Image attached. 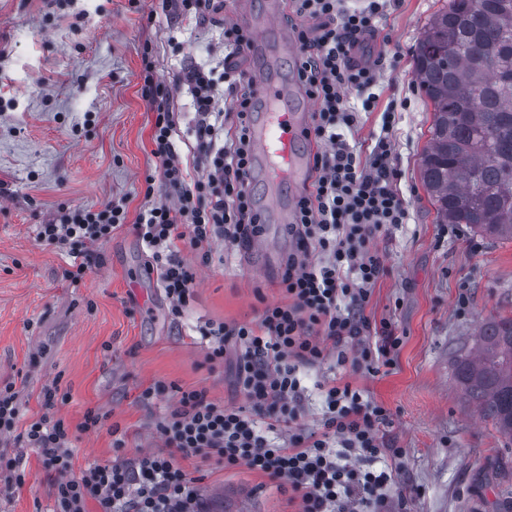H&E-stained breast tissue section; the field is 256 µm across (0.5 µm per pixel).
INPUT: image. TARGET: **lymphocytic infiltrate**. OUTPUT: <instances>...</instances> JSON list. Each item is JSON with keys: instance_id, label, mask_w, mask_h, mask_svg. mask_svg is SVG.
<instances>
[{"instance_id": "f902f5d3", "label": "lymphocytic infiltrate", "mask_w": 512, "mask_h": 512, "mask_svg": "<svg viewBox=\"0 0 512 512\" xmlns=\"http://www.w3.org/2000/svg\"><path fill=\"white\" fill-rule=\"evenodd\" d=\"M290 30L301 57L298 82L317 105L305 132L320 146L313 158L312 188L296 203V220L286 232L293 248L281 263L282 302L264 305L255 322L207 321L201 329L205 360L223 365L237 353L235 383L244 405L226 407L206 389L155 382L138 399L166 396L174 402L154 422L163 442L159 452H140L89 464L74 472L69 428L57 417L58 384L45 386L42 414L19 433L54 473V512H203L197 481L181 459L199 456L225 468L243 466L287 493L298 512H404L405 496H393L392 471L373 470L383 456L398 460L402 449L387 448L382 429L390 413L344 378L324 380L326 410L316 428L302 425L304 388L300 368L327 359L371 376L388 374L403 342L389 320H373L366 310L387 272V255L376 241L409 220V204L397 187L392 123H384L370 145L349 144L347 130L360 109L377 101L378 62L360 61L377 31L381 0L347 8L343 0H292ZM172 18L194 15L197 22L224 28V75L230 80V110L236 133L224 139L215 116L216 87L210 72L194 66L182 83L193 99L196 144L192 164L174 145L179 114L168 105L170 92L143 60L141 94L154 114L150 137L167 201H154L147 186L136 219L126 198L100 208L62 213L58 223L41 225L38 238L67 252L71 282L82 280L96 263L94 246L131 226L149 252L148 268L158 274L173 317H181L193 294L196 272L184 250L209 262L215 240L248 250L266 226L247 191L253 167L251 117L257 103L252 82H238V59L250 32L224 22V0H163ZM362 99L351 106L350 96Z\"/></svg>"}]
</instances>
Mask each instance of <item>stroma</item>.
Instances as JSON below:
<instances>
[{"mask_svg": "<svg viewBox=\"0 0 512 512\" xmlns=\"http://www.w3.org/2000/svg\"><path fill=\"white\" fill-rule=\"evenodd\" d=\"M445 0H396L381 23L373 53L384 56L375 109L353 141L380 133L383 112L399 101L393 139L397 186L409 222L377 241L390 272L376 285L368 314L389 318L403 338L392 373L371 377L341 368L391 414L388 444L404 451L396 472L407 512H512V443L478 415L455 377V362L478 327L512 317V241H491L462 224L440 225L420 177L432 112L414 76L416 45ZM151 47L160 80L180 112L179 150L193 144L194 110L184 70H211L224 90V32L194 16L174 21L162 0H0V383H14L24 430L42 409L45 385L68 399L57 414L69 427L75 469L113 459L112 429L124 454L161 450L152 428L160 402L141 403L157 381L206 388L210 399L243 405L232 367L209 370L198 329L209 320L248 323L262 302L283 301L280 265L292 243L266 227L264 248L214 247L209 263L187 253L197 277L182 317L146 270L147 250L131 227L99 246L102 266L79 283L68 258L39 242L40 225L69 208H99L121 196L136 217L145 179L158 175L151 156L154 114L141 96L142 53ZM137 279L138 292L127 288ZM469 298L456 311L459 294ZM108 413L81 431L88 409ZM0 454L23 459L25 482L0 483V512H52L54 480L14 433L0 434ZM199 479L209 512H295L286 496L246 467L182 459Z\"/></svg>", "mask_w": 512, "mask_h": 512, "instance_id": "stroma-1", "label": "stroma"}]
</instances>
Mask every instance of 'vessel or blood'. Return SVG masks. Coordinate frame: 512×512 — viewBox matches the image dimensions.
Here are the masks:
<instances>
[{
    "instance_id": "b4317fda",
    "label": "vessel or blood",
    "mask_w": 512,
    "mask_h": 512,
    "mask_svg": "<svg viewBox=\"0 0 512 512\" xmlns=\"http://www.w3.org/2000/svg\"><path fill=\"white\" fill-rule=\"evenodd\" d=\"M277 10L276 0H270L264 22L255 27L247 50L248 56L268 58L265 68L252 74L256 97L264 110L251 123V137L264 165L268 191L275 200L284 189L309 184L311 176V156L301 150L309 115L298 105L296 93L288 91L274 76L280 60L299 56L290 33H274L269 28Z\"/></svg>"
}]
</instances>
